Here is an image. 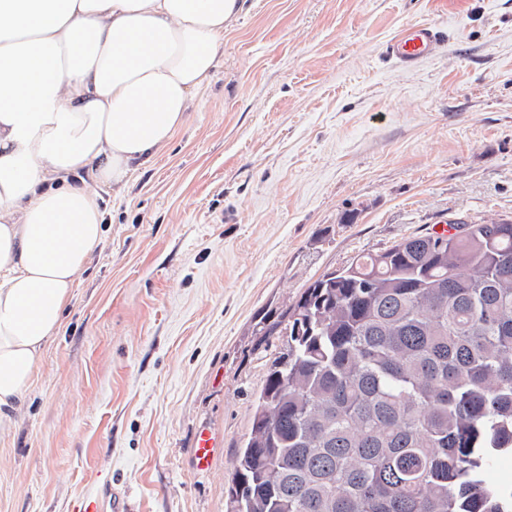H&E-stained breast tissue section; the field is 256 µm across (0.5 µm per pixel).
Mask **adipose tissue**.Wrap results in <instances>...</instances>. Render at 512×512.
<instances>
[{
    "instance_id": "1",
    "label": "adipose tissue",
    "mask_w": 512,
    "mask_h": 512,
    "mask_svg": "<svg viewBox=\"0 0 512 512\" xmlns=\"http://www.w3.org/2000/svg\"><path fill=\"white\" fill-rule=\"evenodd\" d=\"M239 0H0V429L124 184L184 124Z\"/></svg>"
}]
</instances>
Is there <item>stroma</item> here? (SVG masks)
I'll return each instance as SVG.
<instances>
[{
	"instance_id": "obj_1",
	"label": "stroma",
	"mask_w": 512,
	"mask_h": 512,
	"mask_svg": "<svg viewBox=\"0 0 512 512\" xmlns=\"http://www.w3.org/2000/svg\"><path fill=\"white\" fill-rule=\"evenodd\" d=\"M248 4L170 144L100 191L104 239L0 430V512L116 489L128 512H227L304 287L452 218L512 220V0ZM420 22L441 50L386 58Z\"/></svg>"
}]
</instances>
